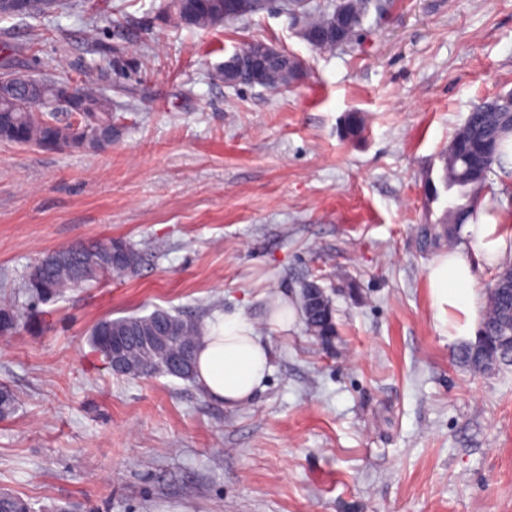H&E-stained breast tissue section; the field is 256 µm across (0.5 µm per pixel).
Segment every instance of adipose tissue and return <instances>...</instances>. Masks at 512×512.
<instances>
[{
  "label": "adipose tissue",
  "instance_id": "ef3b65f1",
  "mask_svg": "<svg viewBox=\"0 0 512 512\" xmlns=\"http://www.w3.org/2000/svg\"><path fill=\"white\" fill-rule=\"evenodd\" d=\"M461 246L435 256L426 284L433 318L448 335H474L482 299L474 288L476 264L496 267L512 256V223L479 219L461 230ZM272 351L254 325L239 315H219L206 322L196 342L195 375L209 398L234 408L265 389Z\"/></svg>",
  "mask_w": 512,
  "mask_h": 512
}]
</instances>
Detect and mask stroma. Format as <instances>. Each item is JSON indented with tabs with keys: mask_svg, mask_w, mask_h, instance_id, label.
<instances>
[{
	"mask_svg": "<svg viewBox=\"0 0 512 512\" xmlns=\"http://www.w3.org/2000/svg\"><path fill=\"white\" fill-rule=\"evenodd\" d=\"M162 0H80L38 41L0 19V68L77 78L120 111L112 144L45 152L0 140V490L34 512H512V362L475 372L434 325L437 221L423 180L474 105L512 95V0H392L357 43L313 49L276 7L207 30ZM253 41L304 64L270 91L218 67ZM358 138L340 134L349 114ZM123 238L160 254L124 278L30 301L48 251ZM320 284L337 337L271 325V296ZM240 313L273 353L266 388L230 409L194 381L113 375L100 319Z\"/></svg>",
	"mask_w": 512,
	"mask_h": 512,
	"instance_id": "1",
	"label": "stroma"
}]
</instances>
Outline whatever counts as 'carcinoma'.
<instances>
[{
  "label": "carcinoma",
  "instance_id": "cac0c4a2",
  "mask_svg": "<svg viewBox=\"0 0 512 512\" xmlns=\"http://www.w3.org/2000/svg\"><path fill=\"white\" fill-rule=\"evenodd\" d=\"M388 0H327L310 6L308 0H284V9L303 26L304 30L320 36V50H333L351 44L363 30L371 11L382 12ZM64 0H23L19 10L0 5V18L21 17L37 23L53 11L61 9ZM265 6V0H235L230 8L234 19L246 18ZM163 19L187 30L207 29L224 22V0H165L160 6ZM243 58L225 73L229 86H249L255 80L249 71V62L259 55L253 43L240 49ZM303 66L297 57L285 52L272 62V69L262 87L277 90L299 78ZM75 87L76 93L96 108L97 121L86 112H69L62 119L56 112H47L26 103L27 93H18L17 102L0 106V139L22 146H34L54 151L69 149L103 150L111 146L107 133L116 119L112 97L100 83L95 69L89 68L76 80L46 78L42 96L52 99L63 85ZM512 105L483 103L470 112L461 128L454 134L440 156V181L450 193L448 205L436 224H420L417 228L419 248L430 251L444 243L453 244L460 238L462 224L476 212L480 196L495 171H504L505 141L512 129L504 126L503 110ZM119 244L125 260L112 265L113 244ZM147 259V251L122 239L84 244L77 243L52 252L49 258L36 262L27 275L25 288L35 298H50L71 288L119 279L134 272ZM17 312L8 305H0V333L7 334L17 326ZM318 337L336 336L334 309L326 301L317 316L307 321ZM199 323L179 314L157 309L146 316L105 318L90 331L91 345L112 364V339L126 342L127 362L133 367L131 378L147 377L154 373L169 374L166 360L172 348H183L185 364L182 379H193L195 364L194 336ZM481 336L492 341L512 336V263H503L489 289L488 307L481 328ZM16 408L12 389L0 385V420L10 417ZM0 512H33L31 504L14 495L0 497Z\"/></svg>",
  "mask_w": 512,
  "mask_h": 512
}]
</instances>
